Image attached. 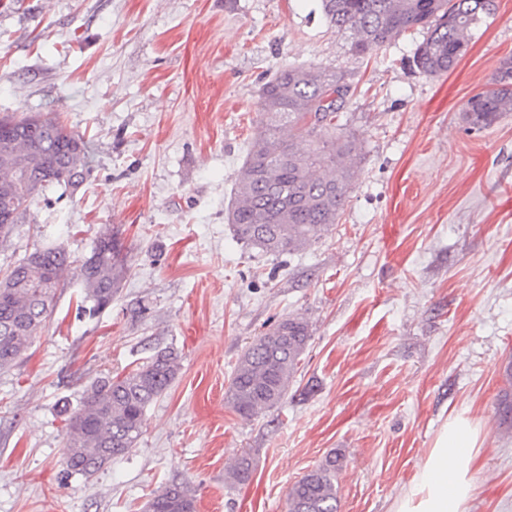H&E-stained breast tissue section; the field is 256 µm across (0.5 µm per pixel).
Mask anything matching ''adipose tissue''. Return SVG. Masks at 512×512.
Masks as SVG:
<instances>
[{"label":"adipose tissue","mask_w":512,"mask_h":512,"mask_svg":"<svg viewBox=\"0 0 512 512\" xmlns=\"http://www.w3.org/2000/svg\"><path fill=\"white\" fill-rule=\"evenodd\" d=\"M480 446L476 422L461 414L449 418L392 512H469Z\"/></svg>","instance_id":"ef3b65f1"}]
</instances>
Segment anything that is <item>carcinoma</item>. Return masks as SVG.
Returning a JSON list of instances; mask_svg holds the SVG:
<instances>
[{
	"label": "carcinoma",
	"mask_w": 512,
	"mask_h": 512,
	"mask_svg": "<svg viewBox=\"0 0 512 512\" xmlns=\"http://www.w3.org/2000/svg\"><path fill=\"white\" fill-rule=\"evenodd\" d=\"M350 50L366 56L410 29L426 31L413 63L441 77L455 69L468 31L490 13L493 0H320ZM351 92L344 75L321 67L284 66L259 90L260 129L241 169L227 220L235 239L262 253L304 249L334 224L347 205L359 172L355 134L341 131L340 111ZM468 125L493 126L512 112V58L506 57L492 87L470 97ZM88 143L49 114L0 116V236L29 209L36 196L56 185L75 186L88 170ZM72 257L55 242L24 255L0 278V369L30 347L51 313L62 272ZM129 269L118 233L102 232L76 275L91 310L112 305ZM311 331L306 320L286 317L255 339L239 359L225 398L240 415L280 404L305 354ZM179 370L178 356L159 351L122 377H107L86 392L66 417V467L91 476L128 456L146 427L148 407L164 395ZM498 394L500 425L512 428V365ZM337 457L301 476L288 491V512H338ZM252 462L242 456L228 479L243 484ZM195 494L171 484L155 494L145 512H195Z\"/></svg>",
	"instance_id": "carcinoma-1"
}]
</instances>
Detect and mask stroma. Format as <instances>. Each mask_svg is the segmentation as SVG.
I'll list each match as a JSON object with an SVG mask.
<instances>
[{"instance_id":"stroma-1","label":"stroma","mask_w":512,"mask_h":512,"mask_svg":"<svg viewBox=\"0 0 512 512\" xmlns=\"http://www.w3.org/2000/svg\"><path fill=\"white\" fill-rule=\"evenodd\" d=\"M495 5L437 78L412 62L422 31L358 56L320 0H0V115L57 113L91 146L83 185L36 199L0 239V275L60 224L74 260L112 228L130 255L96 315L66 274L0 369V512H143L173 483L197 512H287L292 484L333 454L339 512H391L457 414L482 428L470 512H512V432L496 415L512 362V112L482 130L462 119L512 56V0ZM288 64L345 74L360 173L335 226L264 255L225 211L258 89ZM288 316L311 326L288 394L239 415L224 399L237 363ZM164 349L180 369L135 451L68 470L65 410ZM245 454L251 478L232 483Z\"/></svg>"}]
</instances>
